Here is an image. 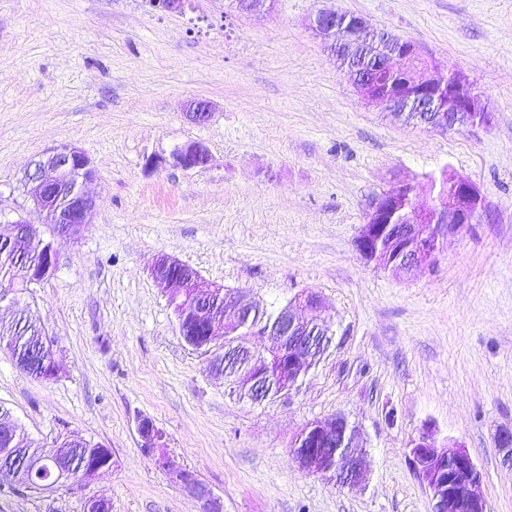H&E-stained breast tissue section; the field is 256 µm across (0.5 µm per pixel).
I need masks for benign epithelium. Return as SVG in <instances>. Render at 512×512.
<instances>
[{
	"label": "benign epithelium",
	"mask_w": 512,
	"mask_h": 512,
	"mask_svg": "<svg viewBox=\"0 0 512 512\" xmlns=\"http://www.w3.org/2000/svg\"><path fill=\"white\" fill-rule=\"evenodd\" d=\"M190 0H146L154 10L182 13ZM312 29L329 48L341 55L373 45L376 70L391 80L383 83L359 67H347L351 81L371 102L392 112H416L420 121L442 129H452L466 122L476 126L491 124L493 113L483 95L454 70L437 62L422 68L395 66L393 58L402 61L419 56L411 42L392 46L389 34L378 30L365 18L336 11H319L311 22ZM211 105L205 100L190 104L188 115L196 124L208 121ZM174 165L190 170L208 165V149L200 142L190 141L171 154ZM95 180V169L88 156L71 144L60 145L34 163L26 173L23 188L33 204L46 213V223L57 225L63 233L77 241L93 221L95 203L86 188ZM450 189L436 195L433 204L421 215L418 223L409 219L414 210V186L402 182L394 190L380 195L366 215L356 245L361 257L376 260L393 273H410L434 261L441 242L458 234L479 214L486 213L482 187L465 177L449 181ZM0 240L38 244L43 251L42 265L28 269L18 284L27 285L52 275L59 263V254L45 240L40 228L21 220L0 224ZM153 280L161 287L173 288L168 303L173 309L181 335L195 322H205L204 339L193 349L211 357V362L224 363V369L242 370L239 378L230 381L232 392L253 403L270 397L274 387L278 395L288 396L297 389L317 359L326 349V337L316 334L317 326L305 318L308 309L322 307L321 297L304 292L281 306L279 327L269 333L274 347L263 355L251 350L246 342L224 341L221 352L213 351L214 337L239 335L251 321L253 301L240 291L226 289L206 281L195 269L166 255L151 267ZM224 294V317L204 320L205 311L189 303L198 291ZM59 372V364L51 348H46L41 379L51 381ZM140 448L148 454H159L158 465L172 481L201 504V512H224L222 499L204 489L190 470L180 466L164 453L165 433L155 423L143 418L137 423ZM358 431L343 416L307 425L296 437L291 452L299 466L310 474L331 475L342 487L354 486L364 480L366 460L357 447ZM336 458L335 472L325 469V457ZM410 455L414 472L429 493L433 512H489L481 491L483 475L465 446L458 443L439 445L431 432H423L411 441ZM114 465L111 450L103 444L84 461L79 482H91L99 472Z\"/></svg>",
	"instance_id": "7a95c632"
}]
</instances>
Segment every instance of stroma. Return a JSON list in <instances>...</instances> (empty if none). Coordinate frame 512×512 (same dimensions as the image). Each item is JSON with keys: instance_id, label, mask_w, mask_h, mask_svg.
<instances>
[{"instance_id": "1", "label": "stroma", "mask_w": 512, "mask_h": 512, "mask_svg": "<svg viewBox=\"0 0 512 512\" xmlns=\"http://www.w3.org/2000/svg\"><path fill=\"white\" fill-rule=\"evenodd\" d=\"M364 17L457 69L494 114L451 130L405 123L365 99L309 27L318 10ZM211 103L208 122L190 101ZM188 141L207 167L174 166ZM64 143L91 160L92 224L73 242L26 195L31 162ZM158 167H147L148 159ZM485 192L488 215L432 264L396 275L358 253L372 202L442 171ZM39 225L59 265L17 303L60 365L46 382L0 350V408L28 439L75 435L115 464L43 492L0 481V512H199L140 447L151 419L166 451L224 512H433L410 442L454 440L483 474L489 512H512V0H0V221ZM174 257L268 306L312 291L335 340L300 389L254 404L179 332L149 269ZM345 416L368 475L344 488L300 469L308 423Z\"/></svg>"}]
</instances>
